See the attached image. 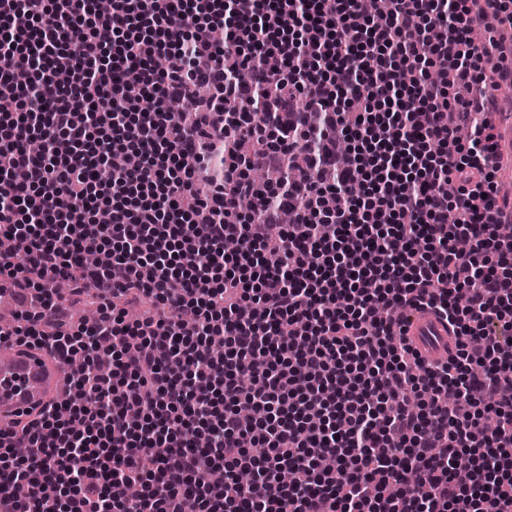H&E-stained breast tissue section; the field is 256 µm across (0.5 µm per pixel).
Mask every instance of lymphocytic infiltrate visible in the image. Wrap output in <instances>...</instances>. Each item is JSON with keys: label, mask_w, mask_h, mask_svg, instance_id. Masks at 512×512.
<instances>
[{"label": "lymphocytic infiltrate", "mask_w": 512, "mask_h": 512, "mask_svg": "<svg viewBox=\"0 0 512 512\" xmlns=\"http://www.w3.org/2000/svg\"><path fill=\"white\" fill-rule=\"evenodd\" d=\"M504 9L0 0V341L82 362L0 432V512H512V69L471 39ZM62 280L95 321L43 325ZM495 134L496 159L503 163L499 174L512 182V117L508 123L499 124ZM407 335L425 358L445 355L451 336L448 323L429 312L414 311L406 321Z\"/></svg>", "instance_id": "obj_1"}]
</instances>
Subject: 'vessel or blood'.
<instances>
[{"label":"vessel or blood","instance_id":"vessel-or-blood-1","mask_svg":"<svg viewBox=\"0 0 512 512\" xmlns=\"http://www.w3.org/2000/svg\"><path fill=\"white\" fill-rule=\"evenodd\" d=\"M497 159L502 160L500 173L512 181V121L498 125ZM407 334L421 356L444 355L451 341L445 321L429 312H412L406 321ZM70 376L47 349L11 346L0 348V430L11 431L46 405L64 394Z\"/></svg>","mask_w":512,"mask_h":512}]
</instances>
